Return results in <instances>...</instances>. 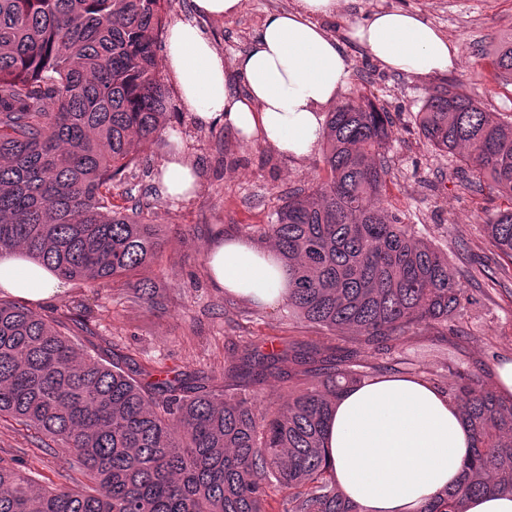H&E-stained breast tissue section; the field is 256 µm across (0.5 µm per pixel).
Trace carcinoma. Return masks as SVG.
I'll return each mask as SVG.
<instances>
[{
	"instance_id": "carcinoma-1",
	"label": "carcinoma",
	"mask_w": 512,
	"mask_h": 512,
	"mask_svg": "<svg viewBox=\"0 0 512 512\" xmlns=\"http://www.w3.org/2000/svg\"><path fill=\"white\" fill-rule=\"evenodd\" d=\"M164 0H0V252L67 281L136 279L150 307L164 297L140 272L165 238L143 209L114 202L142 153L163 141L168 92L155 62ZM491 81L512 84V41L495 49ZM436 150L458 157L461 186L512 202V121L493 117L450 83L416 115ZM390 113L368 96L327 113V179L295 189L261 237L291 275L288 312L342 333L326 349L288 342L244 346L224 389L184 371L160 378L115 348L82 353L72 340L96 328L77 308L41 314L0 299V417L71 452L86 481L48 486L0 460V512H267L270 486L283 512H363L341 491L324 441L336 398L375 373L413 328L446 327L468 301L448 257L385 206ZM512 260V205L485 224ZM303 367L283 368L285 360ZM311 378L304 385L299 375ZM271 376L294 386L278 407L255 387ZM443 391L470 428L460 484L419 512H467L486 493L512 496V400L470 370L448 371Z\"/></svg>"
}]
</instances>
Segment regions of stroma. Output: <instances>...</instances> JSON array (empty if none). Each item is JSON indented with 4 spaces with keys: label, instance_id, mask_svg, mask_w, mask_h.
<instances>
[{
    "label": "stroma",
    "instance_id": "obj_1",
    "mask_svg": "<svg viewBox=\"0 0 512 512\" xmlns=\"http://www.w3.org/2000/svg\"><path fill=\"white\" fill-rule=\"evenodd\" d=\"M292 5L293 0H242L234 16L210 19L195 15L192 0H166L165 12L168 23L190 20L202 26L230 62L249 48L268 13L285 12ZM391 9L418 13L458 44L459 66L426 81L390 72L351 44L352 76L345 94H367L390 112L394 134L386 204L419 238L447 253L448 269L470 302L453 334L409 331L388 360L423 378H438L452 366L468 368L492 388L497 366L512 360V277L502 272L512 262L490 245L482 218L503 208L504 201L455 186L451 175L456 159L435 151L418 133L416 114L426 92L455 82L477 95L487 111L512 117V86L488 79L490 50L512 36V0H342L336 18L324 26L340 38L348 24ZM167 91L173 123L201 182L195 196L182 202L156 193L160 165L169 153L164 144L142 154L136 171L149 219L165 227L162 256L144 273L163 289V308L149 309L135 298L129 283L118 280L96 287L68 283L63 295L43 304V311L76 306L85 312L97 330L95 336L76 337L85 353L102 355L115 347L156 371L196 372L218 385L243 345L268 347L284 338L299 348L313 340L335 344L333 332L289 317L287 306L260 307L212 287L205 257L221 232L258 241V228L269 222L289 191L324 178L321 153L294 161L270 146L243 141L223 124H204L184 112L175 85ZM16 458L37 477L54 479L66 472L69 453L57 445L46 453L37 450L12 419L0 418V459Z\"/></svg>",
    "mask_w": 512,
    "mask_h": 512
}]
</instances>
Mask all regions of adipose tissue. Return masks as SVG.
Masks as SVG:
<instances>
[{
    "label": "adipose tissue",
    "mask_w": 512,
    "mask_h": 512,
    "mask_svg": "<svg viewBox=\"0 0 512 512\" xmlns=\"http://www.w3.org/2000/svg\"><path fill=\"white\" fill-rule=\"evenodd\" d=\"M340 0H294L267 14L234 68L245 90L235 92L224 57L192 21L174 23L164 42L166 70L184 108L200 122L224 123L245 141H260L295 160L320 144L324 113L346 89L352 62L343 43L363 47L383 67L430 79L458 66V46L415 13L386 10L352 24L345 39L320 22ZM200 174L183 155L164 163L161 190L181 200ZM213 287L275 307L288 297V270L278 254L254 242L217 240L206 254ZM67 288L21 250L0 254V292L42 304ZM325 453L344 494L364 512H418L431 496L454 487L471 448V433L447 395L420 377L387 375L348 389L329 420Z\"/></svg>",
    "instance_id": "obj_1"
}]
</instances>
